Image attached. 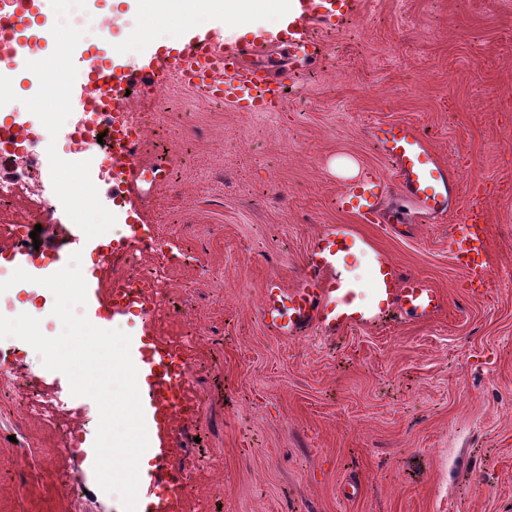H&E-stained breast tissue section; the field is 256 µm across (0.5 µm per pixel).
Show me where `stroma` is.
<instances>
[{
  "label": "stroma",
  "mask_w": 512,
  "mask_h": 512,
  "mask_svg": "<svg viewBox=\"0 0 512 512\" xmlns=\"http://www.w3.org/2000/svg\"><path fill=\"white\" fill-rule=\"evenodd\" d=\"M319 51L295 62L283 110L209 106L170 85L164 102L139 89L140 154L167 163L169 179L131 195L140 223L168 240L172 296L189 304L144 326L138 311L116 329L147 343L201 330L191 391L204 408L183 419L173 467L192 478L208 512H512V0H362L341 25L315 26ZM417 122L458 191L444 218L387 199L404 224L361 230L406 273L448 298L435 320L272 334L260 318L269 275L300 276L305 251L328 224L350 168L389 174L367 136L379 122ZM249 147H242L239 135ZM85 221L111 222V184L53 172ZM480 202L491 281L462 288L448 230ZM38 233L35 268L59 271L66 213ZM50 290L20 282L0 293V315L29 314L57 335ZM0 400V512H70L58 477L87 491L90 512H123L97 485L92 460H72L39 423Z\"/></svg>",
  "instance_id": "stroma-1"
}]
</instances>
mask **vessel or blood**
Returning a JSON list of instances; mask_svg holds the SVG:
<instances>
[{
	"label": "vessel or blood",
	"instance_id": "b4317fda",
	"mask_svg": "<svg viewBox=\"0 0 512 512\" xmlns=\"http://www.w3.org/2000/svg\"><path fill=\"white\" fill-rule=\"evenodd\" d=\"M297 2L299 16L289 22L285 31L271 37L259 33L220 47L209 37L183 31L177 48L151 55L145 64V84L158 83L176 71L184 85L203 88L210 98L238 111H281L285 106V77L260 64V57L272 45L292 53L304 50L312 24L335 26L359 7V0ZM219 53L224 56V77L217 80L210 74V60ZM368 134L389 161L395 181L390 184L377 171L361 170L336 198L337 209L351 216V223L326 225L312 240L294 287H285L278 276L267 277L262 287L261 319L276 336L291 339L311 329L335 336L349 329L383 324L397 314L427 322L448 305L445 294L426 280L403 273L359 227L379 222L385 210V195L392 188L412 205L416 214L427 219L444 217L456 190L455 180L416 122L380 123L371 127ZM123 140L124 155L119 161L123 186L131 190L141 183L153 187L163 184L167 179L164 164L138 163V134L126 132ZM448 253L470 293L488 287L489 235L479 204L466 208L451 225ZM358 263L365 267V282L361 285L350 276ZM134 298L132 290L126 289L115 291L106 301L95 284L87 286V302L95 311L107 307L118 314ZM131 359L148 367L150 401L143 413L150 424L148 451L157 461L154 480L176 488L179 481L167 466L171 454L168 409L175 398L176 384L161 368L173 356L158 349L150 354L132 353Z\"/></svg>",
	"mask_w": 512,
	"mask_h": 512
}]
</instances>
